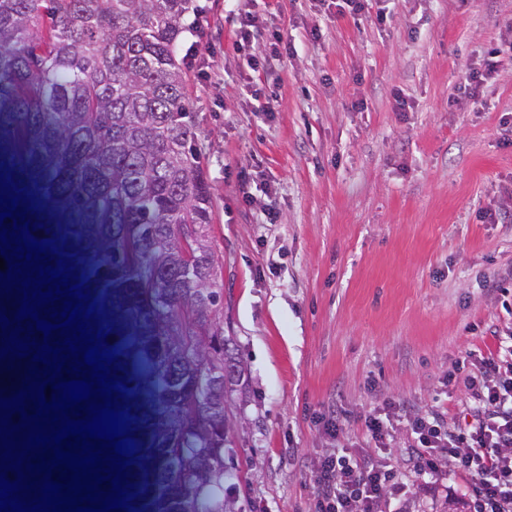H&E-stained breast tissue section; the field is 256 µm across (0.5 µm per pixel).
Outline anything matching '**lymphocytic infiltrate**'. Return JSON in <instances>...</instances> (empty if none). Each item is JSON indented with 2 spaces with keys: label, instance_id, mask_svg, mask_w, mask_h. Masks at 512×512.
Here are the masks:
<instances>
[{
  "label": "lymphocytic infiltrate",
  "instance_id": "1",
  "mask_svg": "<svg viewBox=\"0 0 512 512\" xmlns=\"http://www.w3.org/2000/svg\"><path fill=\"white\" fill-rule=\"evenodd\" d=\"M257 40L269 50L260 67L274 76L287 50L278 27L252 13L240 20L235 45L250 48ZM512 67V35L503 34L482 62L470 68L461 101L477 110L483 90L501 68ZM477 373L470 382L473 404L468 418L450 429L440 414L404 411L415 454L412 473L395 467L388 457L336 450L319 457L318 487L311 512H415L410 479L426 480L442 471L472 480L471 512H512V344L467 353Z\"/></svg>",
  "mask_w": 512,
  "mask_h": 512
}]
</instances>
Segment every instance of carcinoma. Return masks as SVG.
<instances>
[{
    "label": "carcinoma",
    "mask_w": 512,
    "mask_h": 512,
    "mask_svg": "<svg viewBox=\"0 0 512 512\" xmlns=\"http://www.w3.org/2000/svg\"><path fill=\"white\" fill-rule=\"evenodd\" d=\"M192 0H0V167L67 241L138 413L140 504L235 512L224 405L248 383L224 335L212 192L180 41ZM147 463L140 464L141 460Z\"/></svg>",
    "instance_id": "cac0c4a2"
}]
</instances>
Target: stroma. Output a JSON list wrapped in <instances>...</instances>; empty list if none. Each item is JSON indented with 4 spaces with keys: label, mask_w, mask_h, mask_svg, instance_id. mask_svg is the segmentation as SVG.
Segmentation results:
<instances>
[{
    "label": "stroma",
    "mask_w": 512,
    "mask_h": 512,
    "mask_svg": "<svg viewBox=\"0 0 512 512\" xmlns=\"http://www.w3.org/2000/svg\"><path fill=\"white\" fill-rule=\"evenodd\" d=\"M194 4L204 25L179 52L213 188L224 328L251 381L232 400L248 424L224 488L240 512H308L321 454H374L366 413L390 400L457 426L474 373L464 356L512 336V222L486 218L512 192V71L481 111L454 102L512 26V0H391L382 29L320 0ZM244 12L290 47L276 80L252 69L263 46L234 49ZM332 403L346 419L336 441L315 421ZM470 486L457 474L412 491L419 512H443Z\"/></svg>",
    "instance_id": "stroma-1"
}]
</instances>
